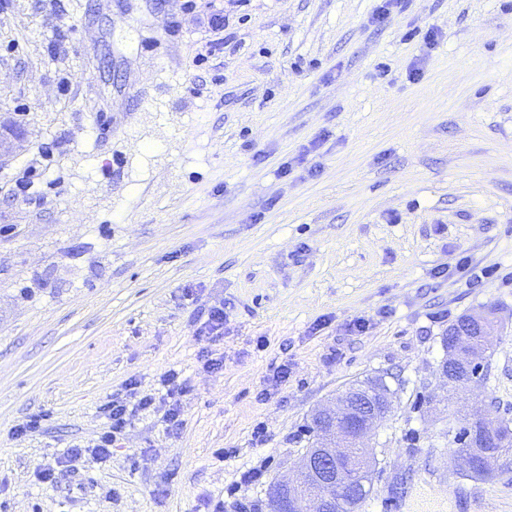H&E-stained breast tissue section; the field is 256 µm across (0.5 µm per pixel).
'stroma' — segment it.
Returning a JSON list of instances; mask_svg holds the SVG:
<instances>
[{
	"instance_id": "obj_1",
	"label": "stroma",
	"mask_w": 512,
	"mask_h": 512,
	"mask_svg": "<svg viewBox=\"0 0 512 512\" xmlns=\"http://www.w3.org/2000/svg\"><path fill=\"white\" fill-rule=\"evenodd\" d=\"M212 2L218 35L184 0H0V512H270L314 409L382 374L359 512H512V456L465 477L446 437L512 424V0ZM483 311L454 389L443 338ZM497 327V323L483 312L468 315L458 333L452 334L458 336L457 351L448 358L447 364H442V376L463 386L471 382V376L484 371L487 353L497 336ZM186 381L180 380V377L175 373L169 374L166 379L163 380L164 387H168L166 390V395L169 399H173V403L169 404L168 413L166 416V422H168V426H177L179 425V416H180V400L178 399L183 393L186 392ZM152 397L144 395L135 400L131 406V401H111L107 404V426L106 430L99 437L98 442L88 449L90 454L101 461H107L112 457V444L121 435L130 421V416L136 409H143L152 404Z\"/></svg>"
}]
</instances>
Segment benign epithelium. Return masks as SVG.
Instances as JSON below:
<instances>
[{"instance_id": "benign-epithelium-1", "label": "benign epithelium", "mask_w": 512, "mask_h": 512, "mask_svg": "<svg viewBox=\"0 0 512 512\" xmlns=\"http://www.w3.org/2000/svg\"><path fill=\"white\" fill-rule=\"evenodd\" d=\"M456 336L457 351L441 366V374L448 381L463 386L471 382V376L484 371L487 353L497 336V323L483 312L473 313L464 320ZM393 398L394 393L379 376L372 379L366 391L343 396L338 408L317 409L313 418L319 421L336 416L333 435L314 453L302 456L297 479L276 482L275 491H288V499L277 504L276 512H305L303 506L308 502L314 505L313 512H332L336 494H351L339 467V460L344 456L349 465L361 466L367 471L363 490L373 489L374 471L370 463L374 454L362 441L383 421V408L393 406ZM500 458L501 454L494 448H479L472 466L487 472Z\"/></svg>"}]
</instances>
